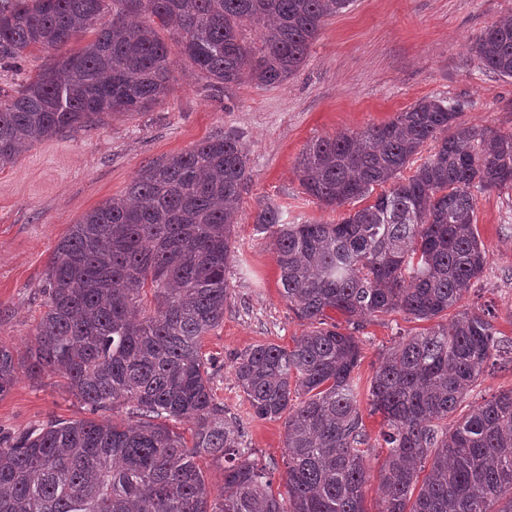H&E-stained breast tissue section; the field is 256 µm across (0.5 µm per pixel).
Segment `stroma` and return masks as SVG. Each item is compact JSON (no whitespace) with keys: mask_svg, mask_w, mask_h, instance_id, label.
<instances>
[{"mask_svg":"<svg viewBox=\"0 0 512 512\" xmlns=\"http://www.w3.org/2000/svg\"><path fill=\"white\" fill-rule=\"evenodd\" d=\"M512 16V0H353L329 19L305 65L276 86L245 83L219 99L202 80L183 77L150 111L116 115L104 126L36 143L0 170V343L25 353L45 309L44 279L58 241L86 212L122 195L142 165L216 135L235 134L249 149L250 179L233 227L237 252L225 278L224 319L205 335L203 354L215 362L211 387L226 416L242 421L246 444L259 463L276 462L272 489L285 493L283 420H254L234 374V358L263 343L292 347L303 327L280 294L269 234L256 211L280 207L286 221H338L341 211L320 207L296 174L306 145L340 131H361L390 120L425 97L459 100L462 119L512 133V78L485 71L473 51L477 35ZM476 224L489 261L459 310L491 309L501 351L471 393L479 404L512 388V187L476 197ZM426 324L404 314L375 318L360 332L359 374L369 383L383 356ZM371 478L367 512L378 510L383 419L361 402ZM63 378L20 372L0 399V434L13 436L54 420L91 418Z\"/></svg>","mask_w":512,"mask_h":512,"instance_id":"obj_1","label":"stroma"}]
</instances>
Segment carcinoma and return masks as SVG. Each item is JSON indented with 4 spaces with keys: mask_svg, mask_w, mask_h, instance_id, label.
Listing matches in <instances>:
<instances>
[{
    "mask_svg": "<svg viewBox=\"0 0 512 512\" xmlns=\"http://www.w3.org/2000/svg\"><path fill=\"white\" fill-rule=\"evenodd\" d=\"M350 2L0 0V68L50 54L0 94V169L36 142L167 99L176 77L161 30L189 76L220 95L294 76ZM248 26L261 31L257 51L242 38ZM89 33L78 51L60 52ZM473 49L486 70L512 77V20L486 27ZM463 110L426 97L383 124L308 143L297 174L319 204L334 210L382 188L340 221L290 224L271 203L255 215L272 238L281 295L308 325L293 347L254 345L234 363L252 417L285 418V494L216 403L202 353L224 319L249 180L241 138L216 135L149 161L56 245L25 369L63 376L93 412L131 404L139 421L56 420L0 439V512H366L356 333L382 314L431 321L462 301L488 262L474 191L512 185V133L476 129ZM427 142L434 152L400 179ZM497 343L494 315L477 308L403 339L376 370L369 404L387 448L378 512H512V388L466 406ZM19 366L1 343L0 399ZM159 418L191 423L192 446ZM202 453L224 465L216 497L195 461Z\"/></svg>",
    "mask_w": 512,
    "mask_h": 512,
    "instance_id": "carcinoma-1",
    "label": "carcinoma"
}]
</instances>
